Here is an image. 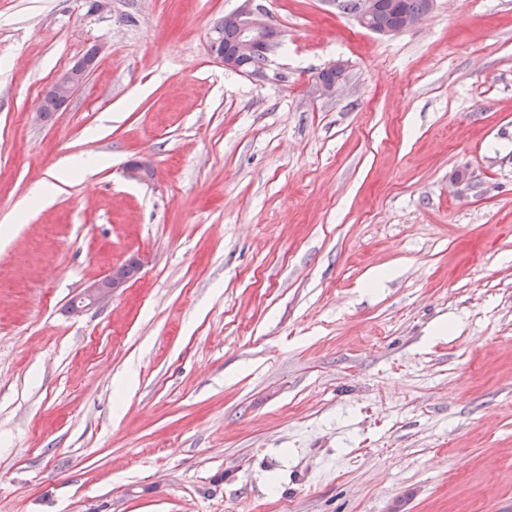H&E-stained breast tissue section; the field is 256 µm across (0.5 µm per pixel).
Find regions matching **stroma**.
Returning <instances> with one entry per match:
<instances>
[{
  "mask_svg": "<svg viewBox=\"0 0 512 512\" xmlns=\"http://www.w3.org/2000/svg\"><path fill=\"white\" fill-rule=\"evenodd\" d=\"M257 2L0 0V512H512V0ZM238 8L226 17L233 22L230 24L221 20L215 29L223 34L222 45H228L223 53L216 54L217 43L214 44L212 54L224 63L226 70L245 75L254 80H266L268 78L267 69L271 57L280 49L281 42L277 32L272 29L270 34L269 24L265 19V14L256 0H240ZM238 31V37H237ZM237 37V38H236ZM260 59L262 62L252 69H243L246 64L253 63ZM356 1L357 0H342L341 2L344 5L343 12L349 14L355 13L358 22L363 27L378 32L380 35H395L417 24L424 16L432 11L434 2H436L434 0L430 2L431 7L426 14L422 13L426 12L428 9L429 0H397L398 3L392 10H388L386 6L382 7L375 14L380 6L379 0H358L357 4ZM373 15L374 17L372 18V27L374 29L371 27L370 23V19ZM412 18L415 19L402 23L405 20H411ZM101 51L102 47H98L97 55L96 48L87 52L85 56L91 61L85 58L77 61L70 69L57 77L56 80L47 88L45 95L51 96L56 104L49 97L43 98L39 110L42 112L44 117L50 116L51 112H57V108L58 110H61L71 101L74 93L84 82L88 70L95 61L94 59L100 55ZM40 112H36V118L41 116ZM336 70H343V64L336 61L330 62L321 69L320 73H326L324 74L325 79L329 81H336V78L340 75V73ZM325 79L317 77L315 83L313 84V93L321 98H332L336 96L339 81L337 80L336 82H328ZM142 265L140 258H132L127 263L112 268V273L106 274L87 286L72 301V308L81 311L86 307L101 305L112 296L126 288V285L136 275Z\"/></svg>",
  "mask_w": 512,
  "mask_h": 512,
  "instance_id": "obj_1",
  "label": "stroma"
}]
</instances>
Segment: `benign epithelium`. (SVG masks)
Masks as SVG:
<instances>
[{
  "instance_id": "obj_1",
  "label": "benign epithelium",
  "mask_w": 512,
  "mask_h": 512,
  "mask_svg": "<svg viewBox=\"0 0 512 512\" xmlns=\"http://www.w3.org/2000/svg\"><path fill=\"white\" fill-rule=\"evenodd\" d=\"M379 8V0H357L355 16L365 28H371L370 19ZM227 20L238 27V37L217 58L224 63V69L245 75L254 80L268 78L267 69L271 57L280 49L281 42L270 34L269 24L256 0H240L238 8ZM92 62L83 58L61 74L47 88L57 108H64L74 93L84 82ZM125 176L130 180L144 182L153 179L154 169L146 159L132 160L125 168ZM142 260L132 258L127 263L112 268L106 274L87 286L72 301V308L80 311L86 307L100 305L126 288L136 275Z\"/></svg>"
}]
</instances>
